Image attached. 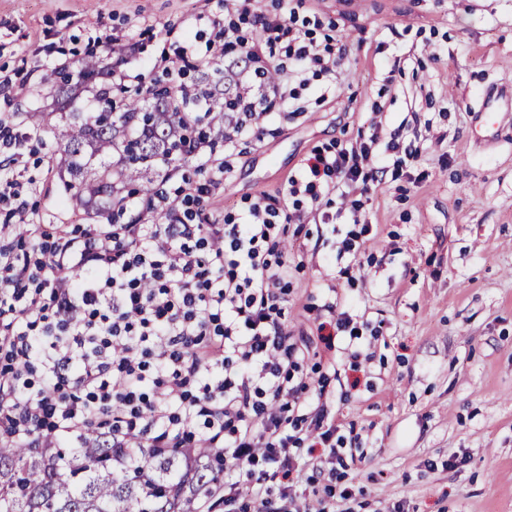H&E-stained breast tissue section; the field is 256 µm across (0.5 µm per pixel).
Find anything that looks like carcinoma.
Instances as JSON below:
<instances>
[{
    "label": "carcinoma",
    "instance_id": "obj_1",
    "mask_svg": "<svg viewBox=\"0 0 512 512\" xmlns=\"http://www.w3.org/2000/svg\"><path fill=\"white\" fill-rule=\"evenodd\" d=\"M112 64L108 49L75 63L81 83L93 85L98 111L70 112L54 125L52 112H29L27 120L36 131L53 125L63 152L59 178L71 200L101 218L127 214L133 223L120 190L137 184L149 197L164 178L161 165L184 161L183 143L193 128L183 121L188 102L171 86L115 99L112 88L101 85ZM113 458V449L92 434L67 456L0 443V512H196L189 488L214 477L187 448L147 453L143 466L121 472Z\"/></svg>",
    "mask_w": 512,
    "mask_h": 512
}]
</instances>
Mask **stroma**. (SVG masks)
Wrapping results in <instances>:
<instances>
[{"label":"stroma","mask_w":512,"mask_h":512,"mask_svg":"<svg viewBox=\"0 0 512 512\" xmlns=\"http://www.w3.org/2000/svg\"><path fill=\"white\" fill-rule=\"evenodd\" d=\"M201 10L223 16L224 0H0V68L42 63L0 113L23 132L35 110L87 111V95L51 93L57 58L83 57L104 24L126 35L129 68L146 72L181 37L205 44L209 28L187 25ZM298 16L340 41L345 69L329 93L303 91L299 112L273 114L270 135L240 141L207 208L238 213L277 195L314 150L374 133L417 152L380 175L359 215L324 193L283 236V308L305 346L303 375L323 385L338 433L361 435L342 451L351 464L336 510L512 512V112L496 114L490 141L476 114L488 89L512 90V0H302ZM55 147L43 132L17 176L50 232L88 223L65 200ZM357 218L367 233L349 279L337 248ZM343 311L361 336L327 348L318 326Z\"/></svg>","instance_id":"35a3bbf8"}]
</instances>
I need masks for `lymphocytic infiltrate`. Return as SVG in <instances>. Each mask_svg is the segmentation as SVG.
Wrapping results in <instances>:
<instances>
[{"instance_id":"1","label":"lymphocytic infiltrate","mask_w":512,"mask_h":512,"mask_svg":"<svg viewBox=\"0 0 512 512\" xmlns=\"http://www.w3.org/2000/svg\"><path fill=\"white\" fill-rule=\"evenodd\" d=\"M192 21L210 28L205 46L186 40L154 63L183 96L196 94L190 71L232 52L253 68L236 74L223 134L187 141L201 178L181 187L180 202L159 190L139 203L135 223L39 231L14 179L28 136L0 114V210L13 229L0 236V436L52 448L99 430L128 464L141 448H192L223 465L200 496L223 495L227 512H274L298 481L347 478L318 464L302 475L294 448L348 443L325 427V407L310 405L299 376L282 306L281 204L342 185L368 192L402 146L393 138L380 154L363 141L315 151L278 195L221 221L202 214L196 205L231 173L238 142L261 138L271 112L312 83L332 89L343 52L317 43L296 15L258 12L254 0H224L223 18Z\"/></svg>"}]
</instances>
